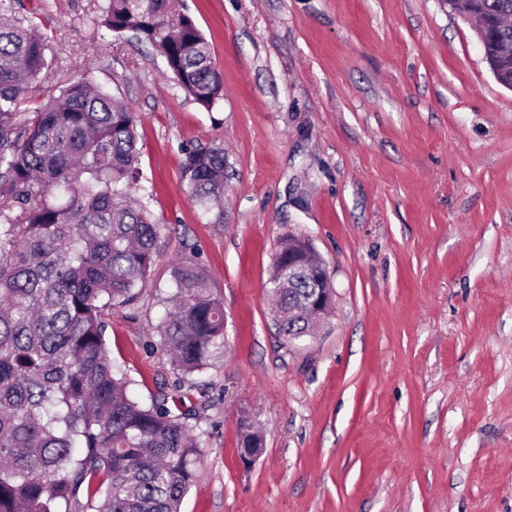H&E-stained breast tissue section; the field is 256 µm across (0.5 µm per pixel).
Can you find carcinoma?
I'll return each instance as SVG.
<instances>
[{
	"label": "carcinoma",
	"instance_id": "obj_1",
	"mask_svg": "<svg viewBox=\"0 0 512 512\" xmlns=\"http://www.w3.org/2000/svg\"><path fill=\"white\" fill-rule=\"evenodd\" d=\"M448 11L494 22L487 65L512 75V0H447ZM18 0H0V512H70L103 500L105 512H180L203 452L182 396L145 405L113 364L105 312L144 287L166 225L133 202L141 179L134 113L87 81L21 111L48 71L47 45ZM171 0H107L101 25L159 51L177 84L213 108L223 80L193 18L169 19ZM189 197L224 213V144L182 149ZM173 310L160 344L190 374L224 353V303L203 267L171 271ZM274 319L300 337L310 316L288 285V245L277 254Z\"/></svg>",
	"mask_w": 512,
	"mask_h": 512
}]
</instances>
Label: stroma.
<instances>
[{"label": "stroma", "instance_id": "1", "mask_svg": "<svg viewBox=\"0 0 512 512\" xmlns=\"http://www.w3.org/2000/svg\"><path fill=\"white\" fill-rule=\"evenodd\" d=\"M53 55L30 104L87 79L137 120V193L165 229L137 299L112 308L114 363L148 404L203 386L204 452L181 512H512V89L442 0H175L224 79L189 98L104 0H21ZM224 146L222 223L181 178ZM309 237L334 287L314 335L270 311L279 241ZM195 251L226 349L171 364L156 326ZM263 437L238 458L239 420Z\"/></svg>", "mask_w": 512, "mask_h": 512}]
</instances>
